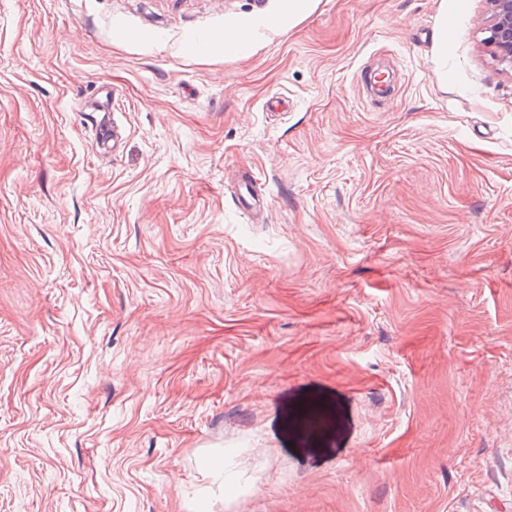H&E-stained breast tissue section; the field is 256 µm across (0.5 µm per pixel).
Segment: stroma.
I'll use <instances>...</instances> for the list:
<instances>
[{
    "label": "stroma",
    "instance_id": "obj_1",
    "mask_svg": "<svg viewBox=\"0 0 512 512\" xmlns=\"http://www.w3.org/2000/svg\"><path fill=\"white\" fill-rule=\"evenodd\" d=\"M487 15L0 0V512H512Z\"/></svg>",
    "mask_w": 512,
    "mask_h": 512
}]
</instances>
